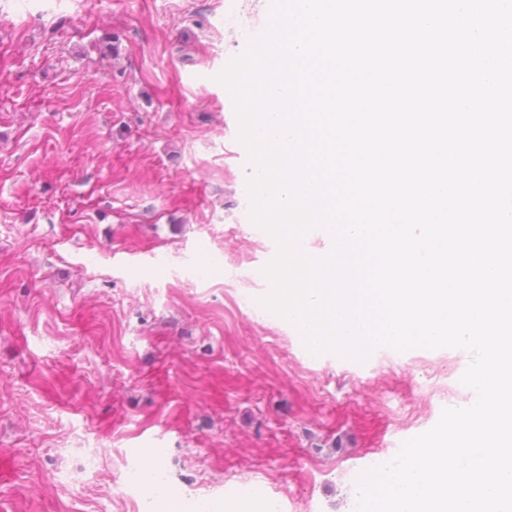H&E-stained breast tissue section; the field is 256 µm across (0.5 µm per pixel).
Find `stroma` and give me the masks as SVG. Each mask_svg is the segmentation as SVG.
<instances>
[{"label":"stroma","mask_w":512,"mask_h":512,"mask_svg":"<svg viewBox=\"0 0 512 512\" xmlns=\"http://www.w3.org/2000/svg\"><path fill=\"white\" fill-rule=\"evenodd\" d=\"M270 0H0V512L266 494L352 512L345 471L475 399L463 349L311 355L269 315L275 239L219 76Z\"/></svg>","instance_id":"35a3bbf8"}]
</instances>
